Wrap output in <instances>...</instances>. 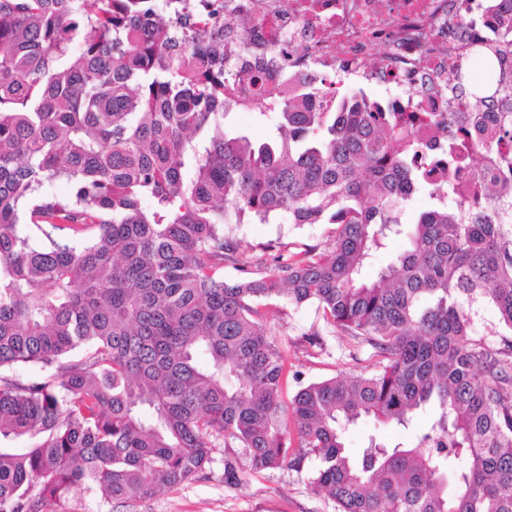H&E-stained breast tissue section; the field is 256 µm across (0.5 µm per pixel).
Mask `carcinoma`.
Instances as JSON below:
<instances>
[{
    "instance_id": "1",
    "label": "carcinoma",
    "mask_w": 512,
    "mask_h": 512,
    "mask_svg": "<svg viewBox=\"0 0 512 512\" xmlns=\"http://www.w3.org/2000/svg\"><path fill=\"white\" fill-rule=\"evenodd\" d=\"M166 7L0 0V512L145 499L198 478L216 448L229 484L237 448L254 471L314 463L309 484L336 512H512V344L491 348L473 319L487 303L486 335L512 332V32L448 83L472 109L448 113L447 147L421 161L416 124L443 120L317 81L226 95V78L258 81L249 42L229 73L218 7ZM269 105L266 140L226 129L232 108ZM472 165L468 200L429 179ZM59 180L64 198L46 190ZM422 189L436 204L407 226ZM283 213L334 238L270 242L265 257L224 237ZM390 234L407 248L362 280ZM271 299L316 305L380 370L288 394L258 304ZM27 364L41 374L24 383ZM429 405L412 445L346 451L342 425L405 428Z\"/></svg>"
}]
</instances>
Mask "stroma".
<instances>
[{
	"instance_id": "1",
	"label": "stroma",
	"mask_w": 512,
	"mask_h": 512,
	"mask_svg": "<svg viewBox=\"0 0 512 512\" xmlns=\"http://www.w3.org/2000/svg\"><path fill=\"white\" fill-rule=\"evenodd\" d=\"M335 231L331 224H292L287 216L267 224H234L230 235L247 253H259L263 244L279 239L300 251L324 246ZM276 319L278 341L288 354L289 391L299 386L336 377L341 374L375 369L376 360L370 347H353L343 332L325 327L315 305L294 306L280 303ZM318 331L323 335L324 349L313 353L306 349L305 334ZM435 415L428 407L417 413L408 428L384 427L364 418L351 425L344 443L352 455H359L369 437L376 436L395 444L413 438ZM57 512H335L334 503L315 493L306 473L281 467L253 471L247 459L239 461V483L224 482V451L215 449L213 462L197 480L166 489L143 501L106 502L93 492L66 500Z\"/></svg>"
}]
</instances>
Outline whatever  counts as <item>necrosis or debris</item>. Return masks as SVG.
I'll return each mask as SVG.
<instances>
[{
	"label": "necrosis or debris",
	"instance_id": "obj_1",
	"mask_svg": "<svg viewBox=\"0 0 512 512\" xmlns=\"http://www.w3.org/2000/svg\"><path fill=\"white\" fill-rule=\"evenodd\" d=\"M512 0H224V48L235 56L238 26L249 20L254 54L267 70L262 88L234 84L235 95L265 97L284 72L327 79L345 74L381 85L398 112H467L449 98L448 80L474 39L491 41ZM476 17L481 27L463 29Z\"/></svg>",
	"mask_w": 512,
	"mask_h": 512
}]
</instances>
